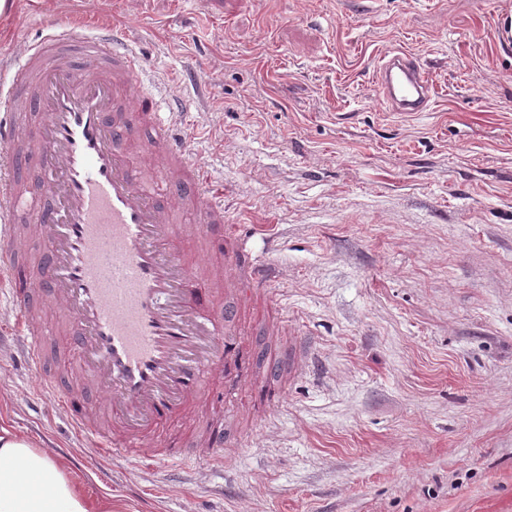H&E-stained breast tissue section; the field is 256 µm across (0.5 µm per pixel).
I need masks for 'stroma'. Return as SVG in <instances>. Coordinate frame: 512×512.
Listing matches in <instances>:
<instances>
[{"instance_id":"1","label":"stroma","mask_w":512,"mask_h":512,"mask_svg":"<svg viewBox=\"0 0 512 512\" xmlns=\"http://www.w3.org/2000/svg\"><path fill=\"white\" fill-rule=\"evenodd\" d=\"M0 49L35 41L57 13L138 18V48L185 84L192 150L224 204L276 236L284 299L242 328L282 406L247 395L225 413L206 380L156 442L185 460L129 466L85 447L44 391L70 379L63 319L36 367L0 346V412L67 459L112 512H512V51L492 0H10ZM417 53L445 94L432 111L373 109L374 54ZM173 230L221 269L204 233ZM307 334L313 373L279 359ZM223 430L224 460L197 450Z\"/></svg>"}]
</instances>
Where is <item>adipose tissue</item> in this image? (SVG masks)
I'll return each mask as SVG.
<instances>
[{"instance_id":"obj_1","label":"adipose tissue","mask_w":512,"mask_h":512,"mask_svg":"<svg viewBox=\"0 0 512 512\" xmlns=\"http://www.w3.org/2000/svg\"><path fill=\"white\" fill-rule=\"evenodd\" d=\"M0 512H112L89 496L65 459L46 454L9 424L0 425Z\"/></svg>"}]
</instances>
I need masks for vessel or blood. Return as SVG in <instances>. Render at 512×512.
<instances>
[{
  "label": "vessel or blood",
  "instance_id": "obj_1",
  "mask_svg": "<svg viewBox=\"0 0 512 512\" xmlns=\"http://www.w3.org/2000/svg\"><path fill=\"white\" fill-rule=\"evenodd\" d=\"M129 27L108 19L84 29L53 21L18 56L0 57V273L24 259L19 226L47 241L42 271L46 301L75 337L77 383L47 385L67 410L74 433L106 456L143 463L179 461L181 448L144 452L148 432L184 411L204 371L224 375V396L252 391L264 406L282 388L248 381V355L234 338L239 304L279 281L268 251L248 249L224 212V192L202 160H188L187 133L176 123L185 101L175 80L156 81ZM80 56L82 67L72 58ZM377 103L391 112L431 111L441 84L418 55L384 46L372 75ZM146 119L150 139L132 143L130 116ZM39 156L37 183L20 179L18 161ZM190 190L172 196L167 182ZM190 210L200 228L224 238V284L196 296L194 271L172 233V216ZM8 299L21 335L14 344L31 363L44 356V327L18 289ZM99 396L97 415L81 405Z\"/></svg>",
  "mask_w": 512,
  "mask_h": 512
}]
</instances>
